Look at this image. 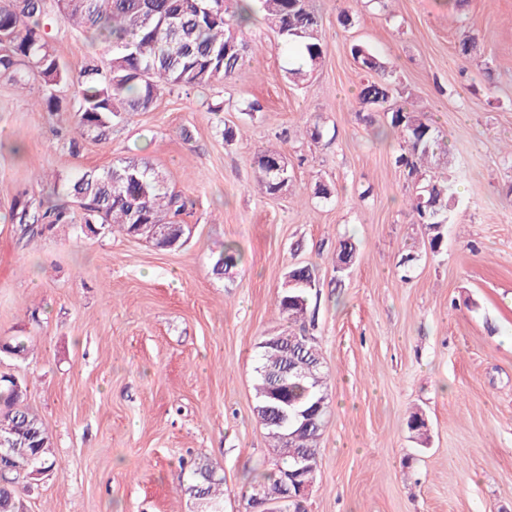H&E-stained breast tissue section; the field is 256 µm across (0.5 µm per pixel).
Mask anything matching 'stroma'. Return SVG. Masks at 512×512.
Instances as JSON below:
<instances>
[{"mask_svg":"<svg viewBox=\"0 0 512 512\" xmlns=\"http://www.w3.org/2000/svg\"><path fill=\"white\" fill-rule=\"evenodd\" d=\"M311 5L323 57L309 82H289L300 59L257 11L231 79L164 92L75 153L37 106L39 82L0 80V134L22 148H0V343L29 346L22 361L0 352V375L26 380L60 462L20 485L26 512H196L179 476L198 458L224 477V512H246L273 458L253 411L258 344L287 329L275 303L305 264L317 286L302 332L322 351L329 402L306 512H512V0ZM49 32L71 74L106 53L60 21ZM465 32L480 52L468 63L456 51ZM356 43L388 63L394 98L417 101L451 150L426 170L456 186L441 252L408 209L398 136L383 113L362 119ZM254 100L262 109L247 114ZM263 149L293 171L275 197L256 186ZM127 158L190 199L186 245L69 228L29 237L5 222L15 197ZM344 238L357 254L340 271ZM228 244L241 260L219 276ZM416 412L423 440L407 427Z\"/></svg>","mask_w":512,"mask_h":512,"instance_id":"1","label":"stroma"}]
</instances>
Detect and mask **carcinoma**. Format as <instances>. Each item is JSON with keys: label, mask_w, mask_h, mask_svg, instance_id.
I'll return each mask as SVG.
<instances>
[{"label": "carcinoma", "mask_w": 512, "mask_h": 512, "mask_svg": "<svg viewBox=\"0 0 512 512\" xmlns=\"http://www.w3.org/2000/svg\"><path fill=\"white\" fill-rule=\"evenodd\" d=\"M279 39L300 53L304 66L288 70V80L297 85L309 75L323 56L321 18L309 0H258ZM253 4L243 0H0V79L11 84L40 82V105L54 114L61 111L59 89L74 86L68 117L72 137L69 148L83 140H101L123 123L125 116L148 110L165 89L202 88L218 79L232 77L245 63L248 42L244 30ZM110 50L105 59L91 58L74 78L62 66L50 43L46 28L50 14ZM461 57L469 61L477 52L476 38L464 33L458 40ZM351 53L369 79L359 92L361 104L371 112L389 115L388 126L398 134L402 152L396 164L409 175L421 172L430 157L450 156L438 130L413 101H392L387 66L367 46L354 44ZM278 151L259 153L254 161L263 192L276 196L281 180L292 181L291 169L278 172L270 162ZM408 205L416 223L426 226L433 252L445 245L444 225L451 219L455 196L451 184L426 180L413 187ZM187 209V199L172 189L162 172L136 160L122 161L103 169L76 173L47 195H22L14 200L9 220L25 233L42 234L71 227L92 235L119 232L144 239L159 251L184 244L191 233L176 221ZM169 224L173 237L161 241L152 227ZM239 259L232 245L224 248L214 265L222 273ZM308 288H287L276 301L279 315L289 324L301 321L306 307L298 298H309ZM296 333H278L281 344H259L254 391L258 421L274 448L275 459L260 481L267 494L281 492L282 471L301 457L318 461L320 431L281 422L282 404L288 400V416L312 407L328 397L322 354L311 340L299 343ZM306 366L302 377L292 367ZM11 440L0 458V512H23L18 485L29 481L35 468L49 472L58 468L51 433L26 404V393L14 389L13 377L0 375V438ZM185 490L209 504L208 512H224V476L207 461L192 463Z\"/></svg>", "instance_id": "1"}]
</instances>
